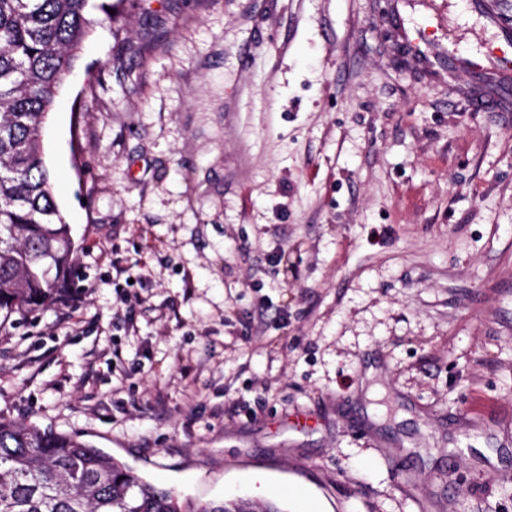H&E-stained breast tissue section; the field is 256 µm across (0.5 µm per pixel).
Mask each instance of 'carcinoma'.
<instances>
[{
	"mask_svg": "<svg viewBox=\"0 0 512 512\" xmlns=\"http://www.w3.org/2000/svg\"><path fill=\"white\" fill-rule=\"evenodd\" d=\"M89 0H0V315L24 318L74 291L76 247L42 135L85 37ZM0 512H282L243 500L181 504L70 434L0 419Z\"/></svg>",
	"mask_w": 512,
	"mask_h": 512,
	"instance_id": "1",
	"label": "carcinoma"
}]
</instances>
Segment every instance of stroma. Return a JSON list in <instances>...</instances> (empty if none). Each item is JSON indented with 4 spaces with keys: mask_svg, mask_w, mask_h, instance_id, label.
<instances>
[{
    "mask_svg": "<svg viewBox=\"0 0 512 512\" xmlns=\"http://www.w3.org/2000/svg\"><path fill=\"white\" fill-rule=\"evenodd\" d=\"M385 29L375 0L96 25L43 137L85 289L0 321V418L182 503L260 473L282 512H512V445L472 417L512 410V120Z\"/></svg>",
    "mask_w": 512,
    "mask_h": 512,
    "instance_id": "obj_1",
    "label": "stroma"
}]
</instances>
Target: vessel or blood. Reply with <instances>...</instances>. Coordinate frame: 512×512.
<instances>
[{
  "label": "vessel or blood",
  "instance_id": "vessel-or-blood-1",
  "mask_svg": "<svg viewBox=\"0 0 512 512\" xmlns=\"http://www.w3.org/2000/svg\"><path fill=\"white\" fill-rule=\"evenodd\" d=\"M405 0H391L385 21L398 31L405 58L443 68L452 84V99L466 101L476 112H512V25L499 0H448L458 14L473 18L464 41L442 42L432 21L408 23Z\"/></svg>",
  "mask_w": 512,
  "mask_h": 512
}]
</instances>
